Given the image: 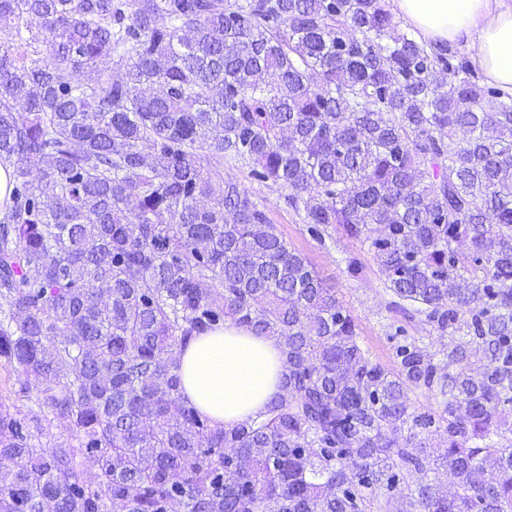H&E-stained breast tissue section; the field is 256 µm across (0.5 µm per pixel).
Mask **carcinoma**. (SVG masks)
Masks as SVG:
<instances>
[{
	"instance_id": "obj_1",
	"label": "carcinoma",
	"mask_w": 512,
	"mask_h": 512,
	"mask_svg": "<svg viewBox=\"0 0 512 512\" xmlns=\"http://www.w3.org/2000/svg\"><path fill=\"white\" fill-rule=\"evenodd\" d=\"M2 28L0 365L31 405L0 401V512H512V94L388 0H0ZM210 156L367 246L448 351L398 326L395 368L372 361ZM227 322L287 371L232 427L180 364ZM50 416L74 441L41 445Z\"/></svg>"
}]
</instances>
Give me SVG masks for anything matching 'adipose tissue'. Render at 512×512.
<instances>
[{"instance_id":"ef3b65f1","label":"adipose tissue","mask_w":512,"mask_h":512,"mask_svg":"<svg viewBox=\"0 0 512 512\" xmlns=\"http://www.w3.org/2000/svg\"><path fill=\"white\" fill-rule=\"evenodd\" d=\"M430 43H471L490 84L512 93V0H392ZM279 342L234 324L189 342L181 353L184 393L199 411L233 426L264 411L284 384Z\"/></svg>"}]
</instances>
